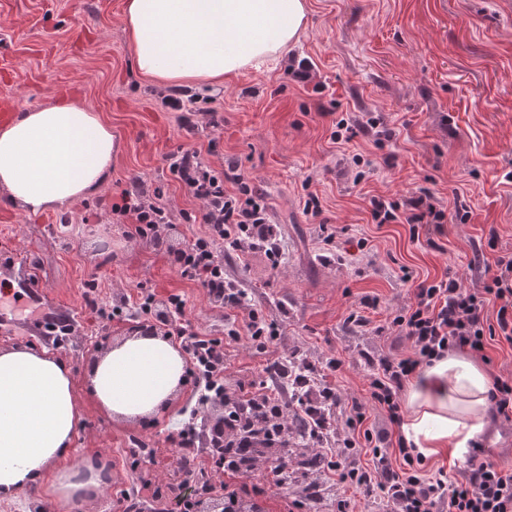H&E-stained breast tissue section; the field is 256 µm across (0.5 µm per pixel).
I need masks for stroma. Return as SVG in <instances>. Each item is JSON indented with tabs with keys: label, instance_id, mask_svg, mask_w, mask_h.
I'll return each instance as SVG.
<instances>
[{
	"label": "stroma",
	"instance_id": "stroma-1",
	"mask_svg": "<svg viewBox=\"0 0 512 512\" xmlns=\"http://www.w3.org/2000/svg\"><path fill=\"white\" fill-rule=\"evenodd\" d=\"M304 30L280 60L250 68L221 88H160L141 78L123 29V0H0V94L14 96L19 111L59 99L86 104L112 126L121 150L110 179L87 199L28 214L0 194V278L15 291L35 283L38 314L63 311L75 331L55 349L43 326L7 320L0 349L54 350L68 371L83 411L72 457L105 465L109 476L96 502L71 506L49 501L42 489L0 499V512H113L120 491L139 490L146 512L155 491L179 484L176 449L165 437L174 417L193 404V382L176 395L171 417L127 422L113 418L88 393V375L99 352L96 336H130L132 324L104 328L85 304L84 284L99 281L100 296L115 302L139 284L185 298L186 316L202 331L224 330V312L204 288L181 279L165 249L184 248L199 224L184 213L199 202L165 165L168 154L197 151L212 169L236 170L263 193L282 237L283 262L270 270L263 252L224 256V275L246 288L252 304L278 323L282 336L268 354L231 347L224 371L227 391L239 381L260 380L268 357L299 355L315 366L331 358L342 366L332 382L344 401L366 405L365 429H387L386 411L369 403L370 359L402 358L411 346L389 328L390 317L409 306L413 284L458 273L465 288L481 287L485 270L512 256V0H307ZM224 118L208 123L209 111ZM195 113L188 129L182 117ZM380 118L393 133L385 149L372 138L339 144L333 118ZM392 163H384L385 153ZM367 160L355 183L353 155ZM141 177L172 211L161 231L163 248L125 236L112 214L123 189ZM427 188L453 209L464 195L471 218L450 224L438 248L412 237L406 224H375L369 200H397ZM321 201L323 219L336 231L344 262L325 261L318 223L303 212L308 195ZM363 248L347 249V242ZM411 281H404V274ZM361 312L370 324L348 323ZM157 452L156 464L131 468L133 439ZM486 458L512 469V421L490 418L480 437ZM319 490L306 503V486ZM261 512H386L380 499L340 483L324 471L294 473L288 483L255 497Z\"/></svg>",
	"mask_w": 512,
	"mask_h": 512
}]
</instances>
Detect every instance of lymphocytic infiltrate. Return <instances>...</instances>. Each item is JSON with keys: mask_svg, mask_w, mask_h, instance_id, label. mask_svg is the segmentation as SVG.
Segmentation results:
<instances>
[{"mask_svg": "<svg viewBox=\"0 0 512 512\" xmlns=\"http://www.w3.org/2000/svg\"><path fill=\"white\" fill-rule=\"evenodd\" d=\"M169 171L196 198L199 209L186 215V222L204 225V233L192 238L182 250L168 253L167 261L184 280L200 284L210 300L229 311L247 309L244 326L224 322L223 335L196 329L186 317L182 295L167 297L166 312L156 313V293L141 286L135 301L109 306L98 296L97 279L85 284V301L97 318L120 325L157 319L167 336L179 341L195 368L196 401L184 409L183 421L171 431L167 443L180 451L181 471L192 484L175 493L177 512H194L196 497L223 491L228 499L264 494V485L247 483L248 473L264 466L266 483L279 484L287 471V460L262 462L254 448H286L296 420H304L305 440L311 456L340 482L380 497L388 512H512V471L495 466L482 448L469 453V468L462 480H449L445 469L422 472L423 461L405 438L386 432L365 431L371 458L361 464L353 438L342 446L332 444L336 430L334 408L342 398L335 386L319 378L318 369L303 359L278 357L268 360L265 380L239 383L235 392L224 388V360L228 348L245 343L247 349L267 351L281 337L277 323L249 305L245 288L225 278L222 251L261 250L272 268L282 263V248L276 225L268 220V203L263 194L241 175L219 172L205 165L197 152L178 150L167 155ZM112 212L134 228L138 238L157 240L160 225L170 223L169 209L147 200L145 192L122 190ZM370 214L376 224H407L411 228L433 225L444 235L449 221L467 223L470 210L456 200L454 213L437 204L423 188L400 200L374 197ZM497 300L496 322L501 334L512 343V258L499 259L497 271L476 290L464 289L457 272L439 280H423L413 290L409 308L396 314L390 325L411 344L404 358L382 357L374 362L369 376V398L383 407L393 426H401L400 394L420 367L451 351L485 357L487 347L485 306ZM223 404L224 417L211 421L214 404ZM401 465H394V457Z\"/></svg>", "mask_w": 512, "mask_h": 512, "instance_id": "1", "label": "lymphocytic infiltrate"}]
</instances>
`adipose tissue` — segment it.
Returning a JSON list of instances; mask_svg holds the SVG:
<instances>
[{
	"instance_id": "1",
	"label": "adipose tissue",
	"mask_w": 512,
	"mask_h": 512,
	"mask_svg": "<svg viewBox=\"0 0 512 512\" xmlns=\"http://www.w3.org/2000/svg\"><path fill=\"white\" fill-rule=\"evenodd\" d=\"M305 0H123L140 75L160 86L223 85L287 51L305 25ZM118 146L89 108L55 103L0 127V191L27 213L87 198L112 174ZM186 368L168 338L133 334L96 359L97 404L126 421L166 413ZM491 378L462 354L427 366L408 386L402 431L423 456L467 454L491 410ZM82 420L68 373L48 350L0 349V498L45 488L58 503L90 500L104 483L68 460Z\"/></svg>"
}]
</instances>
